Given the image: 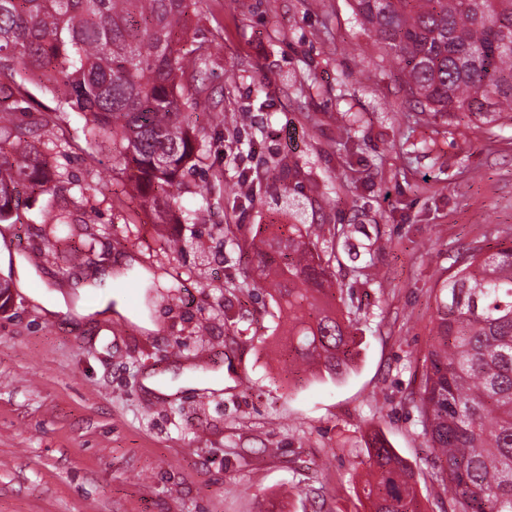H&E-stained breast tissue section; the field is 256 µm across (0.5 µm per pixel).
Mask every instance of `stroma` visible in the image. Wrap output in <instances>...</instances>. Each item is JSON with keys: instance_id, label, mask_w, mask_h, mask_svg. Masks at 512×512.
Masks as SVG:
<instances>
[{"instance_id": "obj_1", "label": "stroma", "mask_w": 512, "mask_h": 512, "mask_svg": "<svg viewBox=\"0 0 512 512\" xmlns=\"http://www.w3.org/2000/svg\"><path fill=\"white\" fill-rule=\"evenodd\" d=\"M189 37L235 118L194 121L205 137L179 197L193 220L158 230L71 114L48 155L69 183L0 224L14 294L0 313V512H367L377 433L421 512H448L418 410L425 358L458 252L512 245V123L415 108L352 0H197ZM63 208L72 225H56ZM298 220L358 342L338 380L289 358L248 246ZM59 293L65 308L46 311ZM104 299L125 313L94 312ZM185 364L223 370V391L147 397L145 376Z\"/></svg>"}]
</instances>
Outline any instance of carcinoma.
Wrapping results in <instances>:
<instances>
[{
    "instance_id": "1",
    "label": "carcinoma",
    "mask_w": 512,
    "mask_h": 512,
    "mask_svg": "<svg viewBox=\"0 0 512 512\" xmlns=\"http://www.w3.org/2000/svg\"><path fill=\"white\" fill-rule=\"evenodd\" d=\"M195 0H0V223L62 173L35 139L83 115L101 158L132 171L158 224L199 151L188 123L206 89L200 47L185 40ZM356 20L393 55L423 109L512 121V0H353ZM52 94L44 107L22 85ZM249 246L258 278L288 319L289 350L336 379L353 357L352 325L333 310L328 267L304 224H268ZM436 341L420 397L450 512H512V246L469 247L436 297ZM372 512H420L411 471L376 434Z\"/></svg>"
}]
</instances>
